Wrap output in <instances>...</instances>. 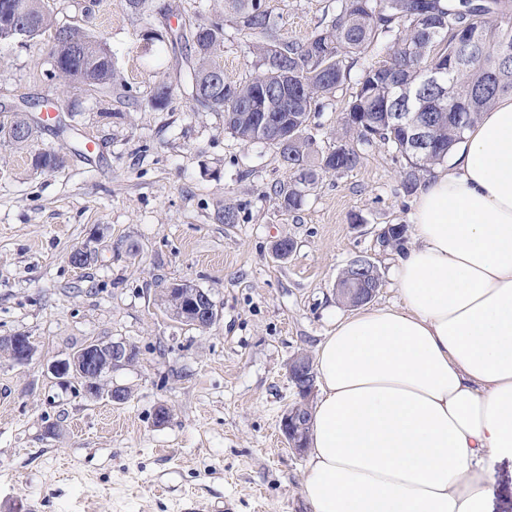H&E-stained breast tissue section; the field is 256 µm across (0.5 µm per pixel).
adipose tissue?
<instances>
[{
  "label": "adipose tissue",
  "instance_id": "obj_1",
  "mask_svg": "<svg viewBox=\"0 0 512 512\" xmlns=\"http://www.w3.org/2000/svg\"><path fill=\"white\" fill-rule=\"evenodd\" d=\"M401 303L337 316L302 491L313 512H491L512 460V95L422 186Z\"/></svg>",
  "mask_w": 512,
  "mask_h": 512
}]
</instances>
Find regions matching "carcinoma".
Instances as JSON below:
<instances>
[{
	"instance_id": "obj_1",
	"label": "carcinoma",
	"mask_w": 512,
	"mask_h": 512,
	"mask_svg": "<svg viewBox=\"0 0 512 512\" xmlns=\"http://www.w3.org/2000/svg\"><path fill=\"white\" fill-rule=\"evenodd\" d=\"M5 1L8 8H0V40H31L53 31L52 77L69 87L100 90L117 80L106 45L77 27L56 25L45 0L0 4ZM225 6L256 39L252 49L259 59L258 72L247 82L224 80L219 60L224 25L219 22L169 27L155 39L166 36L171 43L184 45L178 74L186 94L202 107L224 109L225 129L234 137L245 144L276 147L295 169L294 182L275 191L287 211L301 207L305 193L316 184L317 171L355 168L361 160L359 146L377 140L392 144L406 159L403 187L413 191L420 174L447 160L481 113L512 93V0H338L322 28L301 42L273 36L272 9L266 0H225ZM382 38L389 40L388 59L364 67L345 108L347 118L336 134V145L313 168V141L304 136L312 110L350 80L359 56ZM436 63L445 69V99L424 83L423 72ZM405 111L431 127L429 151H416L413 123L396 119V113ZM263 112L278 119L280 132L260 124ZM36 132L35 119L27 112L15 113L9 126H0V135L19 147L28 146ZM33 165L57 170L63 158L38 153ZM195 292L193 284L176 283L161 301L179 320Z\"/></svg>"
}]
</instances>
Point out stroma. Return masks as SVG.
Here are the masks:
<instances>
[{
	"mask_svg": "<svg viewBox=\"0 0 512 512\" xmlns=\"http://www.w3.org/2000/svg\"><path fill=\"white\" fill-rule=\"evenodd\" d=\"M200 4L224 24L225 80H248L252 37L224 0H153L143 16L126 0H49L58 24L111 50L118 79L104 91L51 79L49 35L0 42V126L48 101L69 127H41L22 149L0 142V336L21 333L35 347L23 365L0 355V512H312L306 456L280 426L298 399L289 363L315 356L343 308L336 280L352 260L378 270L372 305L397 301L395 251L380 235L411 222L405 158L374 143L356 168L320 173L299 210L281 208L273 189L294 172L279 150L238 141L222 110L184 94L181 47L150 50L141 38L194 20ZM336 5L270 0L278 35L291 41ZM163 81L173 94L158 109ZM354 90L345 83L311 113L317 155L335 143ZM39 151L64 154V167L35 168ZM227 206L236 223L219 219ZM283 239L294 248L281 259L273 247ZM84 245L92 261L71 266L69 252ZM181 281L211 296L210 328L165 311L163 291ZM93 340L138 347L137 362L107 377L127 388L125 402L89 398L50 371ZM162 405L170 418L159 425Z\"/></svg>",
	"mask_w": 512,
	"mask_h": 512,
	"instance_id": "1",
	"label": "stroma"
}]
</instances>
